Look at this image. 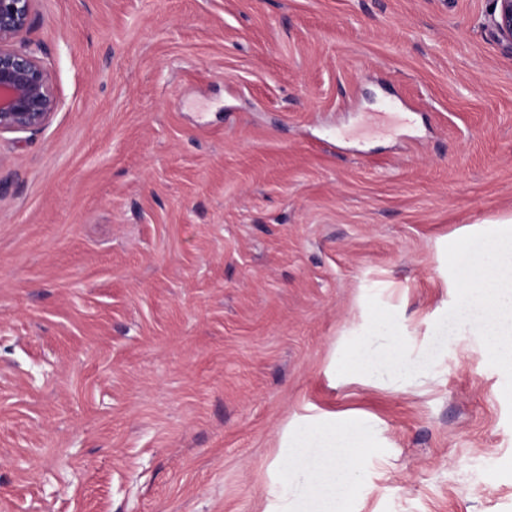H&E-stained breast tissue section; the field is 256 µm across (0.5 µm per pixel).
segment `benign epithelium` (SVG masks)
Instances as JSON below:
<instances>
[{
    "instance_id": "benign-epithelium-1",
    "label": "benign epithelium",
    "mask_w": 512,
    "mask_h": 512,
    "mask_svg": "<svg viewBox=\"0 0 512 512\" xmlns=\"http://www.w3.org/2000/svg\"><path fill=\"white\" fill-rule=\"evenodd\" d=\"M35 0H0V133L38 129L57 107L53 80L31 49L16 47L32 25ZM490 21L512 43V0H494Z\"/></svg>"
}]
</instances>
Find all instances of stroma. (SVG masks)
Instances as JSON below:
<instances>
[{
    "label": "stroma",
    "instance_id": "stroma-1",
    "mask_svg": "<svg viewBox=\"0 0 512 512\" xmlns=\"http://www.w3.org/2000/svg\"><path fill=\"white\" fill-rule=\"evenodd\" d=\"M493 7L35 0L58 107L0 134V512H265L294 421L354 461L336 512H512L472 325L412 379L336 373L371 296L420 360L446 245L512 216Z\"/></svg>",
    "mask_w": 512,
    "mask_h": 512
}]
</instances>
